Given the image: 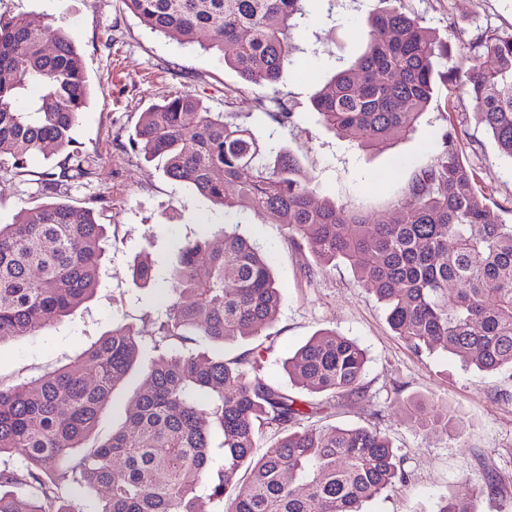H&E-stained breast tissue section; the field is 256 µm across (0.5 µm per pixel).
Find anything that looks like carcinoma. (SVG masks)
<instances>
[{
  "mask_svg": "<svg viewBox=\"0 0 512 512\" xmlns=\"http://www.w3.org/2000/svg\"><path fill=\"white\" fill-rule=\"evenodd\" d=\"M304 2L122 0L151 30L216 49L244 82L270 89L292 62ZM370 27L362 55L313 96L312 108L328 129L383 152L413 131L436 78L459 71H440L441 60H451L448 45L394 6L378 10ZM480 46L462 87L512 160V34L486 31ZM89 97L69 32L0 14V171L25 177L30 157L55 156L38 178L51 191L95 174V159L73 148ZM133 145L211 202L283 225L320 266L347 263L416 351L512 371V224L499 221L477 190L456 133L415 174L390 224L319 197L291 153L267 148L235 114L211 112L190 93L141 113ZM106 239L93 209L63 201L24 208L0 224V343L35 335L47 319L89 301L104 272ZM131 278L147 287L152 266L137 262ZM169 279L175 297L150 336L158 355L142 365L145 385L108 437L98 438L101 414L140 363L142 336L130 326L112 324L79 358L39 377L0 381V458L19 452L24 462L0 466V512H82L78 493L100 490L94 512H365L406 478L386 436L306 427L322 404L266 381L247 352L227 359L193 348L201 339L223 347L259 336L276 320L280 291L270 259L253 243L224 230L188 240ZM366 364L357 342L323 329L284 369L296 386L334 399L362 392ZM407 412L420 432L463 426L453 411L428 414L422 401L407 402ZM265 430L276 439L256 457ZM436 512L474 510L467 498L447 497Z\"/></svg>",
  "mask_w": 512,
  "mask_h": 512,
  "instance_id": "1",
  "label": "carcinoma"
}]
</instances>
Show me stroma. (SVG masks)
Instances as JSON below:
<instances>
[{"mask_svg": "<svg viewBox=\"0 0 512 512\" xmlns=\"http://www.w3.org/2000/svg\"><path fill=\"white\" fill-rule=\"evenodd\" d=\"M447 42L453 63L481 54L486 30L512 33V0H398ZM379 0H310L295 33L297 50L274 90L249 86L215 53L156 35L121 0H0V13L28 16L72 33L92 87L75 128L77 147L94 157L96 172L63 188V199L93 208L108 231L105 273L95 298L63 320L48 321L33 336L0 344V380L13 383L69 363L96 342L112 322L133 325L150 336L151 316L163 313L173 295L167 265L188 238L213 234L225 224L255 242L272 260L280 288V311L262 335L225 346V357L255 351L262 376L291 386L283 364L318 330L333 329L367 352L365 392L330 402L317 428L368 427L387 436L406 458L405 482L368 503L367 512H432L441 497L469 498L475 512H512V372H478L442 351L416 353L387 322L373 292L345 264L315 266L311 252L289 239L283 225L266 224L252 212L216 205L190 186L165 176L159 161H146L132 145L142 112L164 97L187 92L213 112H234L263 144L290 151L311 174L322 196L377 223H391L417 171L430 163L444 131L462 132L463 160L477 189L503 222L512 224V161L504 158L478 116L475 102L455 82H437L433 101L416 132L381 154L366 153L328 131L311 108V97L335 71L362 54L368 20ZM276 93L292 114L279 123L264 103ZM53 159L36 155L30 168L50 169ZM34 178L23 182L0 171V224L25 207L49 201ZM149 258L156 279L146 288L131 282L135 260ZM144 382L131 372L114 391L98 426L111 434L125 420L130 397ZM429 400L433 410L457 409L461 436L415 432L407 423V398ZM499 490L481 485L485 473Z\"/></svg>", "mask_w": 512, "mask_h": 512, "instance_id": "1", "label": "stroma"}]
</instances>
